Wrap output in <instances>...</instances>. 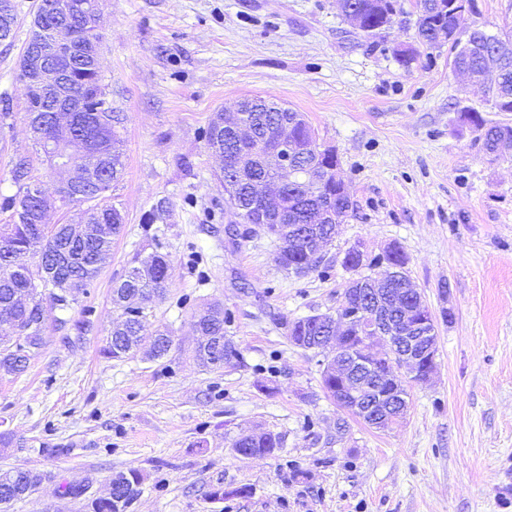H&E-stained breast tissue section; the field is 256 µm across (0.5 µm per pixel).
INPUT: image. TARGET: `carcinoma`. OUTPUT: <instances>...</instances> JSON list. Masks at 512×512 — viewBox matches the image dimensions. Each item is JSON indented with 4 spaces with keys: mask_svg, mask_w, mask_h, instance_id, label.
Listing matches in <instances>:
<instances>
[{
    "mask_svg": "<svg viewBox=\"0 0 512 512\" xmlns=\"http://www.w3.org/2000/svg\"><path fill=\"white\" fill-rule=\"evenodd\" d=\"M463 0H418L419 14L415 24V36L418 42L428 47L448 45L453 54V68H465L475 78H480L484 68V58L477 52L466 51L464 42L483 39L484 27L468 21L469 13L462 10L459 3ZM340 11H349L363 19L368 30L357 33L366 42H376L380 35L373 29L391 19L396 12V0H336ZM77 46L90 48L97 52L101 35L96 27L83 23L76 31ZM505 74L502 81L486 88L488 100L493 102L500 112H512V54L503 60ZM74 76L84 97L106 96L100 72L82 63L74 68ZM251 102L244 101L245 115L261 136L272 135L278 112L254 111L249 108ZM288 117L296 119L291 134L305 147L316 140L314 130L301 112L288 110ZM70 130L74 137L94 140L88 153L81 157L83 164L97 174L107 176L103 190L110 189L119 180L123 171L119 139L113 129L96 128L90 112L70 113ZM221 113L214 114L205 133L207 146L225 160V167L232 166L234 145L224 140V130L217 125ZM460 120L481 132L482 148L486 154L498 156L495 146L502 140L512 141V125H489L476 112L468 110L460 114ZM36 141L54 139L67 148L68 139L58 128V123H47L34 129ZM336 162V153L328 148L323 152L306 151L301 158L304 167L324 178V168ZM30 184L20 186V192L14 196L0 198V211L9 213V220L0 224V369L10 373L25 370L32 357L44 344L45 305L49 300L53 305L65 311L76 301L81 291H86L99 271L108 262L112 254V236L119 233L124 224L121 210L113 204L100 205L96 195L87 198L95 205L84 210L87 215L83 222L82 233L74 236L69 232L49 234L45 232L44 214L48 201L38 202L29 199ZM289 206L280 214V230L290 234L298 224H312L317 213L325 206L337 209L349 215L352 202L342 197L336 190L333 179L323 183L322 189L315 193L297 180L288 181L284 192ZM387 263L402 270L400 275L386 274L382 288L389 306L395 310L392 319L400 322L405 330L413 319H404L405 309H414L421 313L425 309L420 294L400 305L402 289L411 285L404 273L407 258L400 251L395 257L378 256L371 259L367 268L371 269ZM285 268L303 267L316 270L318 264L310 262L303 250L288 255L279 262ZM170 285V265L166 255L155 252L131 267L124 277L112 288V303L118 309L129 305L150 303L165 296ZM145 311H139V317L128 320L127 327L115 335L123 340L108 339L105 353L112 358H123L129 354L141 352L147 337L143 334ZM228 317L218 303L202 305L195 313L192 330L203 336H222ZM317 332L306 330L303 319L297 318L288 323V336L291 342L300 347L311 344ZM399 363L398 357H381L373 360V374L363 376L365 393L381 387L386 391L388 384L385 375ZM234 450L243 449L255 456H272L280 449V438L270 432L253 434L245 440H236ZM119 493L125 496L121 503L110 499L89 498L85 503L87 512H126V508L139 494L141 476L134 472L116 474ZM44 480V475L28 470L11 469L0 471V512H7L10 505L30 496Z\"/></svg>",
    "mask_w": 512,
    "mask_h": 512,
    "instance_id": "cac0c4a2",
    "label": "carcinoma"
}]
</instances>
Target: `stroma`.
Returning a JSON list of instances; mask_svg holds the SVG:
<instances>
[{"label": "stroma", "mask_w": 512, "mask_h": 512, "mask_svg": "<svg viewBox=\"0 0 512 512\" xmlns=\"http://www.w3.org/2000/svg\"><path fill=\"white\" fill-rule=\"evenodd\" d=\"M12 44L0 43V195L12 170L53 193L61 175L37 151L19 59L38 0H17ZM378 45L346 36L336 0H102L100 72L123 115L124 170L105 200L125 216L112 255L76 303L47 307L45 344L20 373L0 372V470L45 474L10 512H85L64 482L101 494L112 473L142 477L128 512H512V152L490 160L460 112L512 125L455 75L448 47L415 39L416 0ZM416 54L401 65L395 49ZM302 112L334 148L352 210L319 270L276 262L258 231L232 236L223 162L205 131L245 97ZM166 211L144 219L158 199ZM399 243L414 288L439 322L436 367L405 375L408 408L379 431L325 392L319 355L287 324L335 314L355 271L346 252ZM167 255L173 285L149 304L145 335L167 327L159 359L105 354L120 315L112 287L135 259ZM223 305L240 356L218 369L195 359L193 315ZM450 311L451 322L441 321ZM279 436L272 456L243 458L248 433ZM223 484L224 500L209 498ZM248 487V496L236 490Z\"/></svg>", "instance_id": "1"}]
</instances>
